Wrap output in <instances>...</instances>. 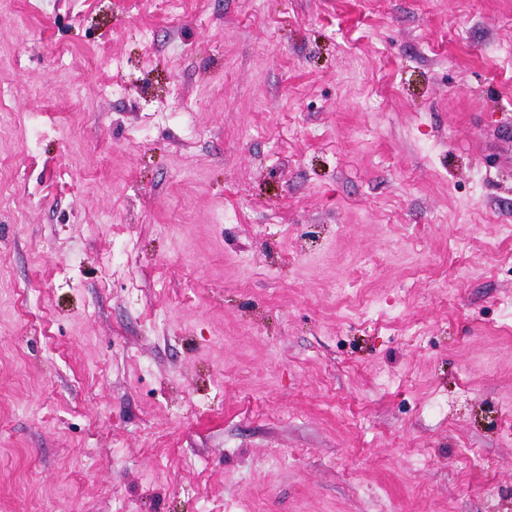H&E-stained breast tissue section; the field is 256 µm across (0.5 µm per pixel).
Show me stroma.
Returning <instances> with one entry per match:
<instances>
[{
  "mask_svg": "<svg viewBox=\"0 0 512 512\" xmlns=\"http://www.w3.org/2000/svg\"><path fill=\"white\" fill-rule=\"evenodd\" d=\"M0 74V512H512V0H5Z\"/></svg>",
  "mask_w": 512,
  "mask_h": 512,
  "instance_id": "35a3bbf8",
  "label": "stroma"
}]
</instances>
